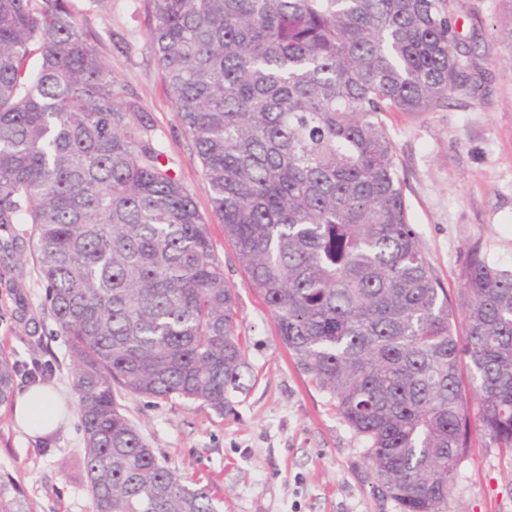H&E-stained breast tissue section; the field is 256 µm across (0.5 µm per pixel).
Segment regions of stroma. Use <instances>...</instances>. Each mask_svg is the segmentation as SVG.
Segmentation results:
<instances>
[{"label": "stroma", "instance_id": "obj_1", "mask_svg": "<svg viewBox=\"0 0 512 512\" xmlns=\"http://www.w3.org/2000/svg\"><path fill=\"white\" fill-rule=\"evenodd\" d=\"M74 11L112 67L119 102L133 105L208 223L214 252L235 295L236 322L250 366L247 391L216 414L181 398L121 396L120 404L156 455L178 475L208 483L219 512H399L379 493L366 442L329 396L295 367L273 316L248 284L212 212L202 163L182 128L147 38L144 0H72ZM457 30L484 84L469 83L432 112L386 117L408 220L433 276L456 295L469 247L512 269V45L496 31L512 18L507 0H460ZM21 284L36 325L22 320L13 291ZM45 289L33 264L15 268L0 251V353L23 374L51 367L45 387L65 411L49 437L20 430L0 406V512H92L79 468L83 436L66 344L43 310ZM41 349L31 353L33 339ZM446 512H512V455L474 436Z\"/></svg>", "mask_w": 512, "mask_h": 512}]
</instances>
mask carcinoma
<instances>
[{"instance_id":"1","label":"carcinoma","mask_w":512,"mask_h":512,"mask_svg":"<svg viewBox=\"0 0 512 512\" xmlns=\"http://www.w3.org/2000/svg\"><path fill=\"white\" fill-rule=\"evenodd\" d=\"M145 2L213 212L282 343L399 512H445L473 433L512 453V270L473 247L448 299L385 116L467 86L457 0ZM146 131L70 0H0V249L21 266L33 245L68 344L92 512H217L117 403L222 415L249 375L205 218ZM18 375L0 356V406Z\"/></svg>"}]
</instances>
